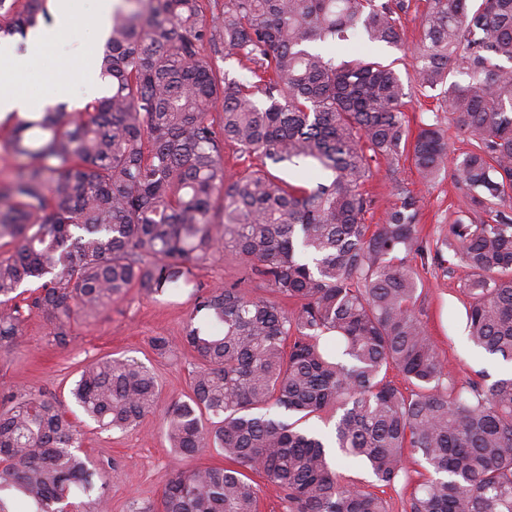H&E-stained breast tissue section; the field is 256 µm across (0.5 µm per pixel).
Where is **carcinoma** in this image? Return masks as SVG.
Listing matches in <instances>:
<instances>
[{
	"mask_svg": "<svg viewBox=\"0 0 512 512\" xmlns=\"http://www.w3.org/2000/svg\"><path fill=\"white\" fill-rule=\"evenodd\" d=\"M133 2L112 12L98 96L6 124L22 164L0 189V243L12 246L0 258V349L34 309L65 349L76 316L132 288L174 294L191 267L230 253L275 299L239 281L197 288L184 336L153 338L160 355L188 348L200 361L189 400L165 415L175 465L161 512H258L253 474L280 490L286 512H387L381 497L341 482L331 445L386 486L420 458L429 477L411 512H512V377L444 384L406 265L412 255L441 266L451 250L470 271V341L512 362V0H426L413 82L441 89L471 146L455 162L467 211L483 214L433 248L414 196L369 224L375 201L363 186L371 161L392 165L405 150L432 180L451 155L444 133L430 124L410 135L391 66L312 48L354 36L398 47L410 0ZM48 9L0 0V39L24 50ZM218 58L256 81L229 77ZM455 68L466 81L449 80ZM228 142L261 168L227 174ZM269 163L305 166V184L277 179ZM34 280L40 293L24 308L19 288ZM389 369L415 391L386 380ZM71 394L105 430L137 424L159 402L150 371L119 358L87 362ZM325 411L336 417L329 439L285 420ZM78 435L53 398H0V512L19 500L29 512H71L75 496L104 504ZM213 448L228 465L182 468Z\"/></svg>",
	"mask_w": 512,
	"mask_h": 512,
	"instance_id": "obj_1",
	"label": "carcinoma"
}]
</instances>
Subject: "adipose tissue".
<instances>
[{
  "mask_svg": "<svg viewBox=\"0 0 512 512\" xmlns=\"http://www.w3.org/2000/svg\"><path fill=\"white\" fill-rule=\"evenodd\" d=\"M61 36V31L55 27L36 29L28 40V53L24 56L16 55L11 47L0 44V122L10 114L32 111L33 103L23 89L24 79L30 60L47 51H61L62 71L76 70L85 77H92L95 68L93 47L64 50Z\"/></svg>",
  "mask_w": 512,
  "mask_h": 512,
  "instance_id": "1",
  "label": "adipose tissue"
}]
</instances>
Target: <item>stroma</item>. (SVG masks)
<instances>
[{
	"label": "stroma",
	"instance_id": "35a3bbf8",
	"mask_svg": "<svg viewBox=\"0 0 512 512\" xmlns=\"http://www.w3.org/2000/svg\"><path fill=\"white\" fill-rule=\"evenodd\" d=\"M99 3L100 0H73V10L81 17V24L64 22L56 14L50 15L48 23L62 27L67 47L98 44L100 36L92 19ZM423 9L424 0H411V9L402 18V47L374 45L355 38L342 45L327 46L326 51L339 59L373 58L393 65L402 75L412 72V54L421 39ZM59 68L58 53L34 59L26 92L39 100L53 96L58 90ZM407 92L403 111L411 131H418L425 124H439L455 153L467 150V142L449 123L447 112L441 110L437 92L425 96L412 85ZM365 189L376 200L368 215L372 224L380 223L385 212L397 202L399 192L407 191L415 196L421 235L431 242L447 237L468 195L467 188L457 180L453 165H446L434 181L427 183L405 157L394 165L383 160L373 162ZM407 264L418 277V316L433 338L440 358L448 365V383L462 386L484 377L493 381L512 375V363L488 355L468 338L465 308L469 298L464 289L467 269L458 266L453 273L446 274L433 265L421 266L415 258L408 259ZM238 277V264L217 258L193 268L190 288L177 296L153 299L130 291L123 300L96 314L77 317L71 326L73 342L65 349L55 345L48 334L46 318L35 311L22 325L12 350L0 353V397L26 389L62 402L69 418L80 429L82 452L106 472L108 512H138L139 508L159 504L172 475V450L160 412L147 415L135 427L124 431H104L90 420L71 396L81 367L104 356L133 359L154 374L162 408L187 400L197 359L186 350L173 356L157 355L150 340L159 335H182L193 308L192 289L231 283ZM332 458L343 482L384 498L389 512H403L427 475L423 465L412 461L407 465V479L387 487L360 461L337 452Z\"/></svg>",
	"mask_w": 512,
	"mask_h": 512
}]
</instances>
